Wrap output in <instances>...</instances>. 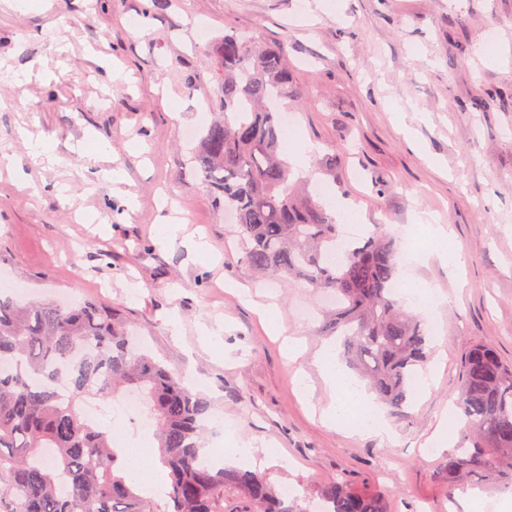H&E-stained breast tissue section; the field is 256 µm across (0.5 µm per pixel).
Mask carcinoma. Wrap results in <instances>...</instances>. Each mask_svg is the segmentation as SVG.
Wrapping results in <instances>:
<instances>
[{
	"instance_id": "obj_1",
	"label": "carcinoma",
	"mask_w": 512,
	"mask_h": 512,
	"mask_svg": "<svg viewBox=\"0 0 512 512\" xmlns=\"http://www.w3.org/2000/svg\"><path fill=\"white\" fill-rule=\"evenodd\" d=\"M208 72L219 113L192 162L235 215L243 260L287 284L335 293L321 332L341 338L345 364L390 414L409 419L430 336L395 297L397 246L376 230L331 259L339 224L296 186L280 149L286 130L273 104L303 100L282 48L231 31L213 44ZM129 389L154 419L167 469L161 498L126 477L116 439L80 413L86 395ZM456 408L464 445L448 449L440 468L448 487L512 485V365L494 344L468 350ZM212 415L210 398L141 349L130 322L106 303L0 298V512H311L314 502L327 512H387L382 494L346 478L287 498L267 473L202 463Z\"/></svg>"
}]
</instances>
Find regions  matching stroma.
<instances>
[{
  "mask_svg": "<svg viewBox=\"0 0 512 512\" xmlns=\"http://www.w3.org/2000/svg\"><path fill=\"white\" fill-rule=\"evenodd\" d=\"M149 2L0 0V151L29 179L20 186L0 167V287L21 283L27 300L102 299L190 376L279 484L344 476L382 492L387 512H448L471 488L449 490L442 454L424 446L458 397L473 343L492 342L512 363V0H164L153 11ZM229 30L284 49L304 97L288 107L291 136L317 147L313 185L351 198L367 228L398 243L428 240L414 222L422 212L455 231L462 264L428 248L398 264L397 279L448 301L421 313L442 330L429 390L415 393L410 419L388 418L389 440L322 423L331 395L316 359L329 340L298 315L317 293L253 272L187 163V131H202L216 109L209 49ZM491 41L501 56L480 57ZM32 141L52 145L55 163H34ZM102 142L111 155H97ZM325 155L335 175L322 172ZM111 166L123 181H96ZM174 208L186 230L161 239ZM193 234L210 255L192 249ZM245 287L274 295L283 336L303 341L298 362ZM300 368L314 378L306 400Z\"/></svg>",
  "mask_w": 512,
  "mask_h": 512,
  "instance_id": "stroma-1",
  "label": "stroma"
}]
</instances>
